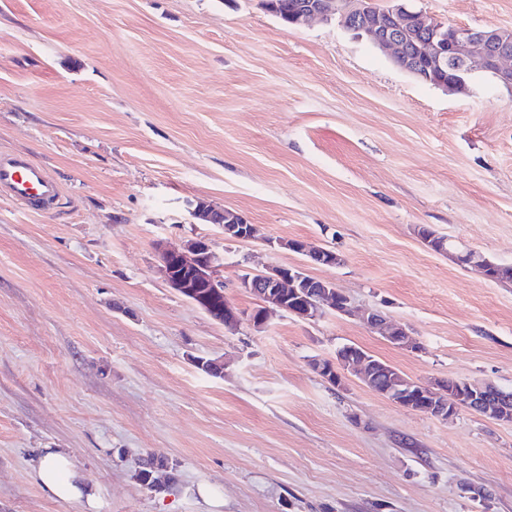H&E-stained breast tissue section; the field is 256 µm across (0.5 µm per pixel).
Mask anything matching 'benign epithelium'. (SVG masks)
Returning a JSON list of instances; mask_svg holds the SVG:
<instances>
[{
  "mask_svg": "<svg viewBox=\"0 0 512 512\" xmlns=\"http://www.w3.org/2000/svg\"><path fill=\"white\" fill-rule=\"evenodd\" d=\"M393 5L376 10L372 0H301L293 17L298 24L334 16L349 30L364 33L376 47L390 52L396 64L412 75L420 74L426 64L446 76L437 86L449 91H462L467 83L487 74L494 81L512 88V30L499 28L473 29L448 26L421 12H413L406 0H392ZM192 214L205 224H217L226 240H250L256 235L255 225L231 210H216L199 201ZM279 246L301 253L314 265L336 266L341 257L324 247H314L301 240H283ZM161 271L170 288L208 312L217 306L218 321L229 330L241 322V314L224 297V278L215 264L210 241L193 238L178 247L157 244ZM240 288L258 297L260 307L250 316L256 328L267 322V313L278 309L302 320H315L330 308L341 315L352 313L350 299L329 281L310 279L298 268L275 266L263 274L245 273ZM347 356L337 361L316 360V371L341 367L356 375L366 385L382 382L377 393L396 404L423 412L442 420L452 418L458 408L469 410L503 423L512 421V394L490 383L465 381L464 394L437 400L439 388L406 377L390 374L388 366L366 355L358 347L346 346Z\"/></svg>",
  "mask_w": 512,
  "mask_h": 512,
  "instance_id": "benign-epithelium-1",
  "label": "benign epithelium"
}]
</instances>
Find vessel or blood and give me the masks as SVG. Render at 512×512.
Returning <instances> with one entry per match:
<instances>
[{"label": "vessel or blood", "instance_id": "obj_1", "mask_svg": "<svg viewBox=\"0 0 512 512\" xmlns=\"http://www.w3.org/2000/svg\"><path fill=\"white\" fill-rule=\"evenodd\" d=\"M61 189L47 170L21 155L0 153V195L28 210H52Z\"/></svg>", "mask_w": 512, "mask_h": 512}]
</instances>
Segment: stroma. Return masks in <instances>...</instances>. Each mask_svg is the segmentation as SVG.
Returning a JSON list of instances; mask_svg holds the SVG:
<instances>
[{
	"label": "stroma",
	"mask_w": 512,
	"mask_h": 512,
	"mask_svg": "<svg viewBox=\"0 0 512 512\" xmlns=\"http://www.w3.org/2000/svg\"><path fill=\"white\" fill-rule=\"evenodd\" d=\"M409 4L512 29V0ZM0 151L62 194L43 215L0 198V512H87L33 479L43 448L75 457L99 512H512V423L443 421L312 367L354 344L420 383L512 392V282L455 258L512 265V89L422 83L337 19L287 25L262 0H0ZM199 200L258 237L226 241ZM200 236L241 312L259 301L240 276L274 266L356 312L228 330L159 271L157 242ZM150 455L175 483L140 484ZM281 248L301 253L308 258V262L314 265L336 266L341 263V257L334 251L324 247H314L301 240L279 241Z\"/></svg>",
	"instance_id": "1"
}]
</instances>
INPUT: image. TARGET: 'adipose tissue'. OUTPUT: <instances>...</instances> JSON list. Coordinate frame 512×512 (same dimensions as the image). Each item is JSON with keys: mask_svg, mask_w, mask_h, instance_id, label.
<instances>
[{"mask_svg": "<svg viewBox=\"0 0 512 512\" xmlns=\"http://www.w3.org/2000/svg\"><path fill=\"white\" fill-rule=\"evenodd\" d=\"M35 478L49 495L65 501H82L88 508H96L98 495L89 485L75 458L63 448H47L34 458Z\"/></svg>", "mask_w": 512, "mask_h": 512, "instance_id": "obj_1", "label": "adipose tissue"}]
</instances>
